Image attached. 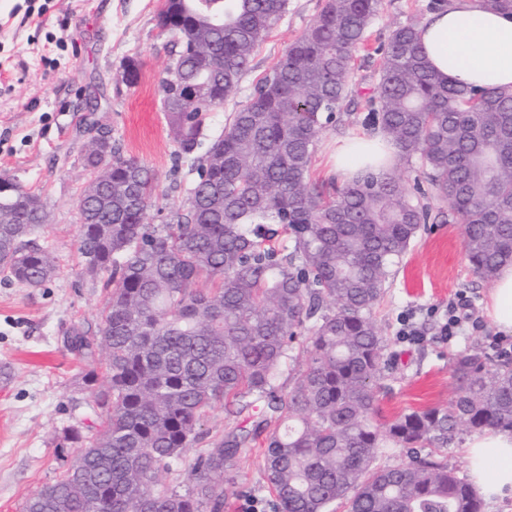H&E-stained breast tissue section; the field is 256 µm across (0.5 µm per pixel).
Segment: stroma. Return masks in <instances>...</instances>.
Listing matches in <instances>:
<instances>
[{
	"instance_id": "35a3bbf8",
	"label": "stroma",
	"mask_w": 512,
	"mask_h": 512,
	"mask_svg": "<svg viewBox=\"0 0 512 512\" xmlns=\"http://www.w3.org/2000/svg\"><path fill=\"white\" fill-rule=\"evenodd\" d=\"M429 0H381L364 44L355 54L348 96L336 124L320 135L312 158L315 180L335 173L329 163L338 140L370 131L366 99L379 81L381 57L393 26L423 23ZM165 0H0V175L41 195L49 224L35 239L57 259L54 279L37 288L0 279V370L13 372L0 389V512H21L32 492L55 481L78 454L63 438L67 426L91 416L80 386L86 368L66 348L74 324H97L107 292L77 260L78 203L89 180L82 165L89 126L110 131L124 154L157 175L159 213L187 206L196 173L177 160L162 108L160 82L171 59L170 36L158 14ZM325 0H288V10L256 49L224 106L210 115L208 137L223 133L255 83L320 15ZM140 64L134 86L115 74L127 59ZM490 285L470 268L461 226L434 222L418 233L395 266L373 316L396 363L391 390L379 397L378 424L400 414L447 405L455 390L448 357L476 346L487 353L512 351L485 311ZM456 305L464 330L439 334V320ZM412 312L423 332L418 342L400 338L399 317Z\"/></svg>"
}]
</instances>
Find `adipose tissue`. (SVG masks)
I'll use <instances>...</instances> for the list:
<instances>
[{
  "label": "adipose tissue",
  "instance_id": "1",
  "mask_svg": "<svg viewBox=\"0 0 512 512\" xmlns=\"http://www.w3.org/2000/svg\"><path fill=\"white\" fill-rule=\"evenodd\" d=\"M419 38L433 68L447 81L475 88L512 85V17L449 0L420 25ZM397 149L382 131L341 142L333 156L338 175L388 171ZM498 331L512 332V265L494 280L486 304ZM472 483L480 496H512V432L489 429L466 443Z\"/></svg>",
  "mask_w": 512,
  "mask_h": 512
}]
</instances>
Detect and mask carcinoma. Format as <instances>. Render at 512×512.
<instances>
[{
  "label": "carcinoma",
  "mask_w": 512,
  "mask_h": 512,
  "mask_svg": "<svg viewBox=\"0 0 512 512\" xmlns=\"http://www.w3.org/2000/svg\"><path fill=\"white\" fill-rule=\"evenodd\" d=\"M380 0H326L197 159L187 208L164 224L147 221L158 182L112 138L83 166L77 253L105 274L108 299L97 331L76 325L68 349L86 362L96 420L68 426L79 455L54 482L31 493L22 512H224L246 491L229 477L247 442L264 438L262 471L273 512H483L469 480L434 456L465 428L512 431V356L465 348L449 358L456 392L444 407L374 423L392 355L373 309L421 228L462 225L473 273L489 282L512 263V86L468 88L444 80L398 23L383 52L372 124L417 163L424 181L397 170L318 186L311 178L319 135L348 96L355 51ZM287 0H166L158 28L174 37L175 81L162 104L176 157L206 138L213 105L225 100L252 55L287 12ZM139 64L117 80L131 87ZM0 273L39 287L58 270L32 235L48 223L42 197L1 176ZM288 246H279L280 237ZM306 360L288 395L276 384L295 346ZM222 407L248 413L200 448L190 486L166 483L187 450L207 436ZM384 448L407 458L379 467Z\"/></svg>",
  "instance_id": "obj_1"
}]
</instances>
